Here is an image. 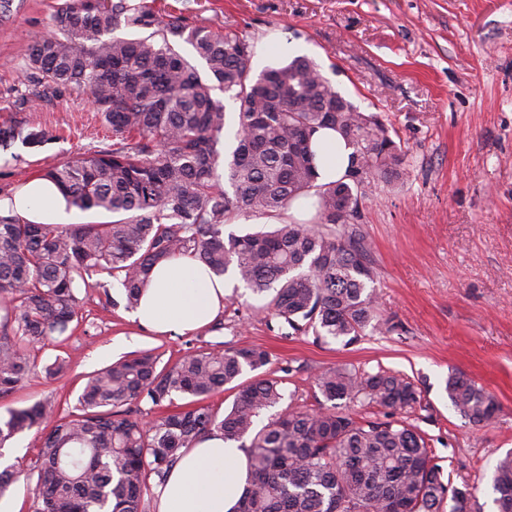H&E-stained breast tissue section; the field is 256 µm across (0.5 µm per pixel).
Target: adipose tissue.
<instances>
[{"label":"adipose tissue","mask_w":512,"mask_h":512,"mask_svg":"<svg viewBox=\"0 0 512 512\" xmlns=\"http://www.w3.org/2000/svg\"><path fill=\"white\" fill-rule=\"evenodd\" d=\"M318 180H340L348 166L349 149L331 128L312 138ZM10 210L32 224L61 228L74 221V208L52 181L35 177L12 197L0 199V211ZM229 281L209 273L192 256L157 264L133 318L146 330L185 333L209 325L224 307ZM247 478V454L239 444L215 433L186 449L172 469L159 497V512H233Z\"/></svg>","instance_id":"1"}]
</instances>
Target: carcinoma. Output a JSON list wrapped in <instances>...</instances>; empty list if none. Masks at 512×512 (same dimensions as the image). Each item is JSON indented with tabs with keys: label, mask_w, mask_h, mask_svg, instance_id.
<instances>
[{
	"label": "carcinoma",
	"mask_w": 512,
	"mask_h": 512,
	"mask_svg": "<svg viewBox=\"0 0 512 512\" xmlns=\"http://www.w3.org/2000/svg\"><path fill=\"white\" fill-rule=\"evenodd\" d=\"M23 0H0V25ZM191 46L193 57L179 46ZM254 45L184 16L160 17L150 0H64L47 34L29 50L16 102L32 106L46 93L83 92L112 132V148L49 168L70 203L104 212L105 223L30 224L0 214V400L36 371L31 346L83 321L78 280L105 274L137 307L152 268L190 253L214 273L233 271L261 306L295 331L354 340L383 324L371 246L359 227L360 198L403 177L402 151L374 113L342 96L309 57L254 73ZM204 69H199L196 61ZM237 110L235 145L224 143V98ZM332 128L351 149L345 178L317 183L314 133ZM42 147V129L20 135L0 126V149L17 139ZM347 205L336 220V196ZM314 197L309 224L287 221L291 202ZM278 222L272 231L237 235L239 217ZM256 346L194 350L174 364L141 351L88 376L72 409L49 402L7 406L0 448L36 431L40 448L33 512H145L149 480L165 484L181 450L219 432L248 449V481L237 512H471L469 488H449L425 438L401 420L360 421L337 402H361L408 413L421 393L388 371H321L317 408L288 406L262 428L261 411L284 399L280 381L260 369ZM252 377L245 378L246 374ZM235 390L220 416L205 403ZM448 398L474 425L499 411L492 395L451 375ZM185 402L149 424L130 405ZM497 512H512V452L497 463Z\"/></svg>",
	"instance_id": "1"
}]
</instances>
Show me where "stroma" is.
I'll return each instance as SVG.
<instances>
[{
  "instance_id": "1",
  "label": "stroma",
  "mask_w": 512,
  "mask_h": 512,
  "mask_svg": "<svg viewBox=\"0 0 512 512\" xmlns=\"http://www.w3.org/2000/svg\"><path fill=\"white\" fill-rule=\"evenodd\" d=\"M63 0H25L0 27V125L39 126L53 142L0 150V199L54 164L111 147L112 134L82 92L15 103V86L36 38ZM168 11L257 44L277 32L301 47L335 89L387 124L404 157L403 181L359 201L357 222L372 246L374 287L388 332L356 341L294 332L258 312L262 297L239 288L218 325L156 336L118 305L120 289L93 275L76 295L85 315L72 335L35 345L39 371L8 398L24 407L49 399L74 406L89 373L152 349L162 363L213 344L268 351L267 375L281 379L284 404L316 407L315 377L328 367L408 376L421 392L404 420L422 431L453 486H469L477 512H496L492 476L512 451V0H163ZM63 358L49 378L40 368ZM482 386L496 418L470 424L451 407L450 375Z\"/></svg>"
}]
</instances>
